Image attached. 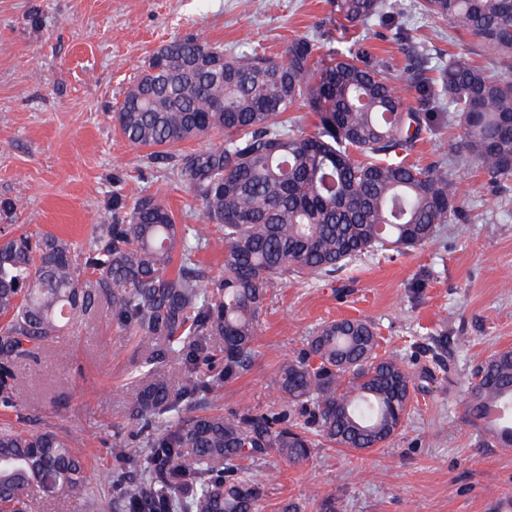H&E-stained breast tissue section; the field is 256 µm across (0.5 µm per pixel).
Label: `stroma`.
I'll use <instances>...</instances> for the list:
<instances>
[{
    "mask_svg": "<svg viewBox=\"0 0 512 512\" xmlns=\"http://www.w3.org/2000/svg\"><path fill=\"white\" fill-rule=\"evenodd\" d=\"M393 2L408 40L375 22L343 30L336 0H0V197L18 203L12 220H0V236L50 233L86 247L110 223L113 201L129 204L143 193L160 197L177 223H202L175 168L130 144L113 119L148 58L186 34L203 33L228 53L250 45L277 58L298 36L328 48L359 37L398 83L413 54L432 66L451 53L490 63L477 38L450 33L418 0ZM443 156L462 221L405 254L364 255L335 281L269 289L254 365L225 383V410L279 408V363L298 355L316 326L345 318L375 324L381 352L404 357L416 390L388 446L318 448L301 466L276 457L254 463L255 475L278 473L261 512L289 500L315 512L316 494L335 497L338 512H503L512 504V450L480 438L465 412L475 368L512 348V190L494 192L486 173L460 167L457 153L438 141H420L413 154L423 165ZM421 274L427 284L416 302L408 285ZM443 333L466 344L449 345L436 361L430 346ZM138 346L99 312L15 365L17 404L0 405V422L70 435L90 478H100L115 465V443L130 437L126 403L139 387L131 367ZM27 512H112V493L36 494Z\"/></svg>",
    "mask_w": 512,
    "mask_h": 512,
    "instance_id": "stroma-1",
    "label": "stroma"
}]
</instances>
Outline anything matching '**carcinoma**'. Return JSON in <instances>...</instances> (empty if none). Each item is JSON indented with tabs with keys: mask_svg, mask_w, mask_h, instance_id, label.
<instances>
[{
	"mask_svg": "<svg viewBox=\"0 0 512 512\" xmlns=\"http://www.w3.org/2000/svg\"><path fill=\"white\" fill-rule=\"evenodd\" d=\"M336 3L348 27L377 20L408 39L386 0ZM420 10L477 37L495 68L458 55L434 68L416 59L406 67L409 106L357 39L326 53L299 36L276 60L255 49L228 55L187 34L176 39L183 62L153 54L114 119L161 160L182 141L225 133L224 143L177 160L204 223L178 224L161 199L141 194L129 207L115 202L112 223L87 248L52 235L0 239L1 405L16 403L9 379L19 360L101 306L128 335L153 340L135 358L140 389L127 402L142 444H115L116 466L99 479L115 512H257L265 485L245 462L276 455L301 465L325 443L369 451L402 430L415 382L404 359L379 354L364 319L321 325L300 356L279 364V409L225 414L214 402L254 362L268 287L329 280L367 253L401 255L461 219L448 163L406 159L419 141L454 129L466 163L501 191L512 180V0H423ZM299 106L319 115L317 131L287 116ZM212 224L224 229L217 281L191 267ZM214 336L223 341L219 370ZM178 355L188 375L175 390L160 368ZM466 412L512 448V348L473 373ZM37 490L88 497L83 457L52 429L1 426L0 512H25Z\"/></svg>",
	"mask_w": 512,
	"mask_h": 512,
	"instance_id": "cac0c4a2",
	"label": "carcinoma"
}]
</instances>
